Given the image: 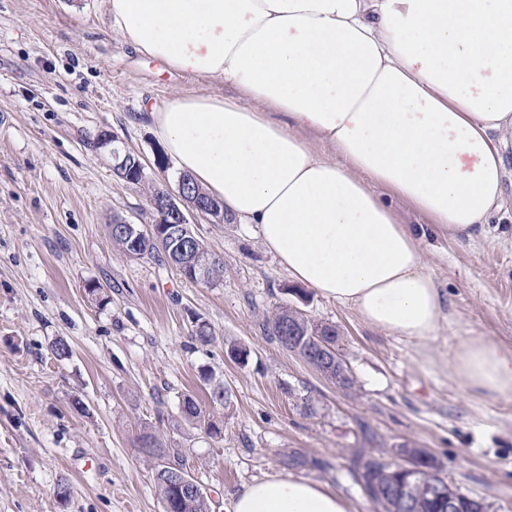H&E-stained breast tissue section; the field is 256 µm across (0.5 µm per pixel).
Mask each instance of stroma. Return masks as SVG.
Masks as SVG:
<instances>
[{
    "label": "stroma",
    "instance_id": "obj_1",
    "mask_svg": "<svg viewBox=\"0 0 512 512\" xmlns=\"http://www.w3.org/2000/svg\"><path fill=\"white\" fill-rule=\"evenodd\" d=\"M224 92L123 43L98 0H0V512H163L140 450L146 431L182 448L212 512L278 474L377 512L341 473L403 444L427 449L448 483L486 498L490 512H512V397L473 396L449 367L468 335L512 345V143L502 151L505 207L472 235L396 202L422 227L448 319L426 339L393 336L295 284L253 224L191 219L224 261L212 287L113 247V218L147 229L151 190L177 187V166L154 164L163 144L151 107ZM103 131L141 159L143 182L116 177L92 149ZM92 283L102 303L88 298ZM282 307L336 325L352 389L279 343L271 319ZM199 319L210 344L196 337ZM59 340L68 357L54 355ZM234 345L248 350L246 364L229 356ZM205 372L224 384L227 405H210ZM189 393L221 438L181 419ZM292 454L307 466L288 467Z\"/></svg>",
    "mask_w": 512,
    "mask_h": 512
}]
</instances>
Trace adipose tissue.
I'll list each match as a JSON object with an SVG mask.
<instances>
[{
	"label": "adipose tissue",
	"instance_id": "ef3b65f1",
	"mask_svg": "<svg viewBox=\"0 0 512 512\" xmlns=\"http://www.w3.org/2000/svg\"><path fill=\"white\" fill-rule=\"evenodd\" d=\"M125 43L233 86L150 117L179 167L259 227L296 282L370 327L422 339L445 317L416 229L450 234L502 202L512 140V0H100ZM390 197L382 199L376 187ZM465 387L512 396V346L465 341ZM227 512H352L324 486L254 481Z\"/></svg>",
	"mask_w": 512,
	"mask_h": 512
}]
</instances>
